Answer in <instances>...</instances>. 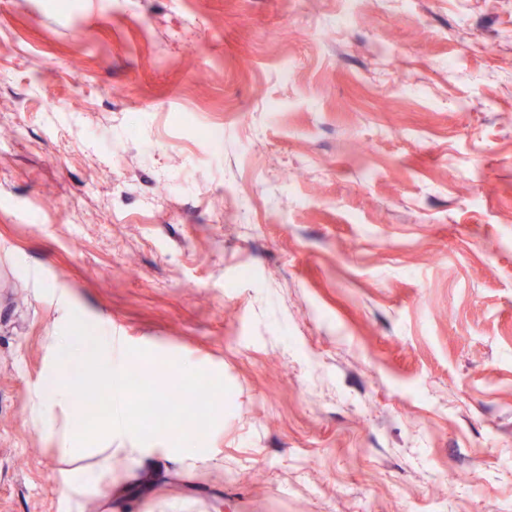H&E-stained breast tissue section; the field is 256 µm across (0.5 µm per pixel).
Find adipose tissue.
I'll list each match as a JSON object with an SVG mask.
<instances>
[{"mask_svg":"<svg viewBox=\"0 0 512 512\" xmlns=\"http://www.w3.org/2000/svg\"><path fill=\"white\" fill-rule=\"evenodd\" d=\"M143 358L142 353H113L105 340L75 349L70 336L58 337L55 362L41 388V400L51 409L72 402L75 389L89 388L106 393L112 399L114 413L103 429L109 438L126 441L119 454L131 467H160L162 462H175L183 467L196 465L209 457L194 429L179 417H171L165 437L150 442L141 434V419L125 402V379L131 368Z\"/></svg>","mask_w":512,"mask_h":512,"instance_id":"obj_1","label":"adipose tissue"}]
</instances>
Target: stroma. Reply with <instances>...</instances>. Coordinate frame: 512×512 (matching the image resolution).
Here are the masks:
<instances>
[{
  "mask_svg": "<svg viewBox=\"0 0 512 512\" xmlns=\"http://www.w3.org/2000/svg\"><path fill=\"white\" fill-rule=\"evenodd\" d=\"M66 316L210 460L68 502ZM125 504L512 512V0H0V512Z\"/></svg>",
  "mask_w": 512,
  "mask_h": 512,
  "instance_id": "stroma-1",
  "label": "stroma"
}]
</instances>
